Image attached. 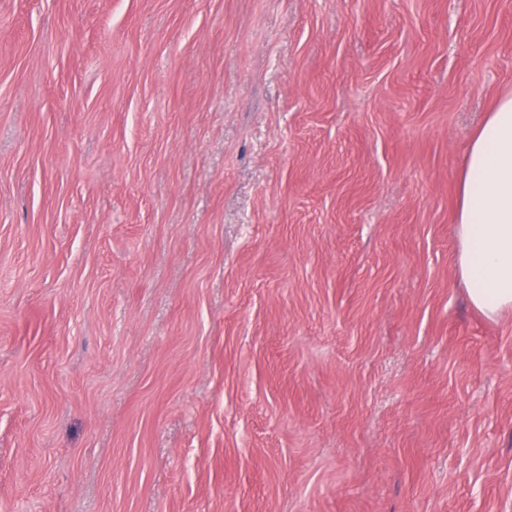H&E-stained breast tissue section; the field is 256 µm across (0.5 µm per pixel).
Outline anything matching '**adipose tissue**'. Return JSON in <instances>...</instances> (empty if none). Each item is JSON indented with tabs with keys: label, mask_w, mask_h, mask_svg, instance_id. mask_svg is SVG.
<instances>
[{
	"label": "adipose tissue",
	"mask_w": 512,
	"mask_h": 512,
	"mask_svg": "<svg viewBox=\"0 0 512 512\" xmlns=\"http://www.w3.org/2000/svg\"><path fill=\"white\" fill-rule=\"evenodd\" d=\"M456 233L470 304L490 318L512 309V92L467 144Z\"/></svg>",
	"instance_id": "ef3b65f1"
}]
</instances>
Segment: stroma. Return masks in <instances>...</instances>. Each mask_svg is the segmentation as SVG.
Returning a JSON list of instances; mask_svg holds the SVG:
<instances>
[{
  "label": "stroma",
  "mask_w": 512,
  "mask_h": 512,
  "mask_svg": "<svg viewBox=\"0 0 512 512\" xmlns=\"http://www.w3.org/2000/svg\"><path fill=\"white\" fill-rule=\"evenodd\" d=\"M508 91L512 0H0V512H512ZM456 233L470 304L490 318L512 309V92L467 144Z\"/></svg>",
  "instance_id": "1"
}]
</instances>
